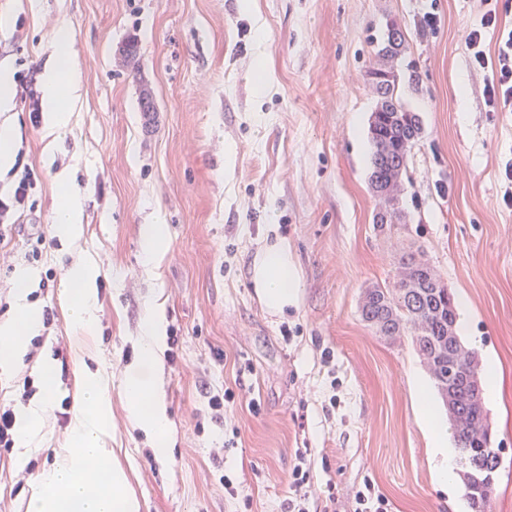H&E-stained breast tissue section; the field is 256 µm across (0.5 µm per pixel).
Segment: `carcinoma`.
I'll list each match as a JSON object with an SVG mask.
<instances>
[{"mask_svg":"<svg viewBox=\"0 0 512 512\" xmlns=\"http://www.w3.org/2000/svg\"><path fill=\"white\" fill-rule=\"evenodd\" d=\"M405 41L401 26L387 25L382 47L368 72L380 78L372 85L377 104L369 124L370 185L384 201L383 211L376 215L380 224L401 219L400 195L410 179L409 157L423 133L420 115L406 108L398 94L405 76L398 65ZM361 317L383 338L408 341L427 367L454 428L463 494L471 512H487L493 487L479 488L473 483L471 464L477 458L491 462L494 476L501 463V449L494 447L482 393L466 385L470 378L482 375V366L478 350L457 333L454 294L423 254L404 253L393 282L365 291Z\"/></svg>","mask_w":512,"mask_h":512,"instance_id":"cac0c4a2","label":"carcinoma"}]
</instances>
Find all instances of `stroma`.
I'll use <instances>...</instances> for the list:
<instances>
[{"mask_svg":"<svg viewBox=\"0 0 512 512\" xmlns=\"http://www.w3.org/2000/svg\"><path fill=\"white\" fill-rule=\"evenodd\" d=\"M431 10L441 18L434 29L424 21ZM484 10V0H0V14L12 17L0 30V67L15 84V107L0 123L16 132L0 197H12L24 168L37 175L23 224L0 245V322L15 312L21 269L35 274L29 303L54 312L22 364L0 373V400L18 410L46 403L26 465L19 448L0 454V512H26L37 474L66 446L87 367L105 379L106 445L141 512H286L304 448L310 512L330 484L336 512H353L367 483L390 512H469L461 486L443 489L437 477L433 430L417 404L420 387L433 385L426 367L409 343L384 340L360 314L365 288L392 281L410 250L454 294L459 335L496 370L485 404L501 466L489 512H512V207L503 202L512 112L488 110V74L471 64L466 34ZM391 20L407 31L404 60L418 65L419 83H401L399 94L423 134L403 218L380 227L368 71ZM62 21L84 79L68 126L50 133L40 75ZM132 38L134 68L121 58ZM146 90L157 112L150 129L139 106ZM63 172L84 206L73 245L52 232ZM158 212L169 245L150 263L140 230ZM280 239L301 288L297 305L277 316L259 302L250 268L259 246ZM88 256L99 267L91 336L64 300L69 267ZM155 303L180 337L177 362L139 368L165 394L163 453L126 418L136 340ZM47 359L56 379L48 397ZM227 388L238 396L231 427L209 418V394ZM224 475L240 481L241 495L225 494Z\"/></svg>","mask_w":512,"mask_h":512,"instance_id":"stroma-1","label":"stroma"}]
</instances>
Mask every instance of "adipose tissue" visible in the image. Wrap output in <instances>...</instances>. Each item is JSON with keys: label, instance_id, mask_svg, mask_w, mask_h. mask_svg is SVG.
<instances>
[{"label": "adipose tissue", "instance_id": "ef3b65f1", "mask_svg": "<svg viewBox=\"0 0 512 512\" xmlns=\"http://www.w3.org/2000/svg\"><path fill=\"white\" fill-rule=\"evenodd\" d=\"M55 58L41 74L43 104L49 129L65 126L78 100L82 73L72 52V31L59 23L52 31ZM94 262L81 261L68 271V298L72 317L84 333H91L97 311ZM34 277L18 271L15 285L17 314L0 322V371L13 370L24 358L28 341L38 333L42 314L27 301ZM251 281L256 293L274 314L296 305L301 281L287 243L261 246L253 259ZM126 415L130 423L165 446L169 425L164 399L153 379L131 373L127 385ZM80 410L70 426L71 445L62 449L52 469L33 484L28 512H140L139 499L128 492V472L111 459L102 445L109 431L110 404L101 379L89 372L79 391Z\"/></svg>", "mask_w": 512, "mask_h": 512}]
</instances>
